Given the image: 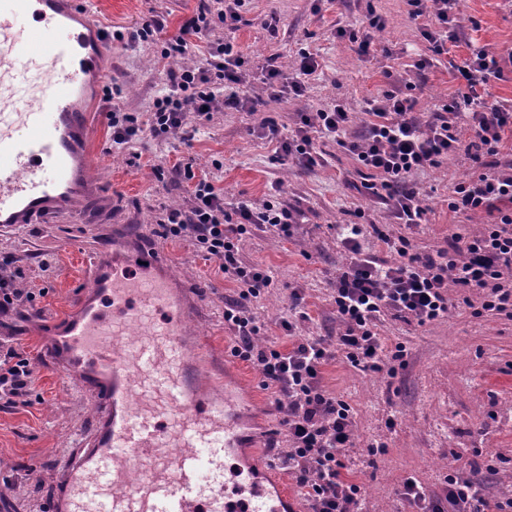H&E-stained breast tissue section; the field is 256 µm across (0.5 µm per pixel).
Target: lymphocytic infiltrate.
<instances>
[{"mask_svg":"<svg viewBox=\"0 0 512 512\" xmlns=\"http://www.w3.org/2000/svg\"><path fill=\"white\" fill-rule=\"evenodd\" d=\"M406 4L412 18L431 20L422 31L429 54L416 63L423 69L432 58L450 54L458 46L464 24L457 0H406ZM244 5L245 0H206L172 34H165L163 20L153 18L130 34L117 31L113 37L157 40L165 58L185 57L214 25L237 29ZM509 65L512 48L496 53L470 45L468 55L452 66L458 88L438 112L428 117L415 112L416 86L408 82L403 90H390L382 99L369 101L365 132L352 139L345 132L354 115L340 101L314 112L295 113L293 127L284 137L272 120L259 122L260 134L280 136V160L309 169L327 164L316 148L315 134L334 138L358 163L360 192L388 205L395 222L408 228L423 223L426 213L413 176L459 155L471 162L472 173L455 184L448 209L456 214L482 213L487 222L477 233L458 237L451 247L421 251L405 235L384 234L380 240L393 259L382 262L365 253L360 242L364 211H357L356 223L346 225L341 245L348 261L333 281L340 330L332 342L322 336L295 339L294 322L284 319L279 327L291 337L290 345L256 343L264 325L254 304L274 279L268 268L243 260L239 243L254 230L282 240L292 238L301 211L274 194L260 204L225 201L223 188L197 174L192 164L178 169L190 187V204L163 211L159 219L163 236L190 240L200 256L217 260L225 279L235 283L236 297L224 304V323L233 331L232 353L258 366L264 388L270 389L283 414L288 446L277 461L294 478L308 512H362L361 487L344 474L346 450L354 445L353 410L322 385L325 364L338 359L358 369L395 374V364L406 352L400 344L385 347L377 323L386 313L424 326L447 317L453 304L471 306L476 295L482 312L512 318V170H504L501 162L504 136L512 134V105L490 99L487 92ZM317 68L313 54L302 49L294 76H287L273 56L260 72L269 97L278 100L286 93L302 95L306 78ZM253 70L235 43L211 42L204 64L168 69L150 125H142L136 114L117 106L106 112L113 148H123L145 132L155 138L177 134L191 141L189 117L206 119L226 106L256 112L259 98L239 92ZM453 288L460 292L454 301L449 298ZM31 383L27 359L12 347L0 351V402H22ZM480 462L493 468L494 457L479 448L469 461L451 456L440 490H429L409 478L399 495L416 512H512V498L489 495L465 477V470Z\"/></svg>","mask_w":512,"mask_h":512,"instance_id":"obj_1","label":"lymphocytic infiltrate"}]
</instances>
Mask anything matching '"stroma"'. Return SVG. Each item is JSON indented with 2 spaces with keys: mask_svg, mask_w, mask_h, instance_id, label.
Wrapping results in <instances>:
<instances>
[{
  "mask_svg": "<svg viewBox=\"0 0 512 512\" xmlns=\"http://www.w3.org/2000/svg\"><path fill=\"white\" fill-rule=\"evenodd\" d=\"M369 3L385 25L373 32L374 47L363 56L348 41L336 39L334 31L340 23L365 28ZM200 4L201 0H93V21L108 30L130 31L160 15L172 33ZM458 9L462 18L477 22L465 30L469 42L493 52L512 47V0H459ZM243 16L245 25L233 32L215 27L214 37H233L258 65L277 56L289 75L295 72L299 49H307L319 67L306 79L303 95L268 102L260 116L233 108L213 113L211 120L197 121V132L188 144L175 136L156 139L146 133L121 151L111 146L101 102L90 103L95 136L87 168L112 199L109 214L94 224L79 213L55 224L0 229V256L15 259L23 272L20 287L36 296L34 306L0 317V326L15 330L14 342L33 374L26 404H0V498L15 500L16 512H43L58 458L75 448L93 422L88 398L49 369L43 354L48 338L38 335L35 325L64 313L70 297L86 287L85 262L111 241L113 225L134 226L146 248L160 250L173 274L200 291L190 331L211 337L215 361H222L225 346L232 343V333L224 325V300L234 295L236 286L225 280L218 261L204 260L190 241L160 237V213L187 206L189 189L173 174L157 180L155 165L192 163L233 200L263 202L277 185L281 202L304 211L306 221L291 240L256 230L240 242L243 259L269 268L274 276V288L256 308L268 336L282 344L287 338L278 323L288 317L296 290L309 315L298 322L296 337L335 335L332 281L347 261L339 239L344 225L354 222L357 208H365L369 219L361 244L380 260L390 254L379 233L404 231L394 224L387 205L366 201L348 186L354 162L334 139L317 140L328 164L306 169L276 162L277 141L257 136L255 128L261 117L283 127L294 113L314 112L339 100L354 112L349 131L358 133L368 101L389 90V71L416 84L417 112L437 111L457 83L447 59L416 69L419 56L427 52L420 35L422 20L409 17L405 0H248ZM273 16L279 20L274 33L265 26ZM104 50V63L112 68L107 86L117 89L116 104L149 120L169 61L161 59L157 45L150 42L110 39ZM134 153L139 156L135 167L129 164ZM216 159L223 160V169H214ZM470 171L469 161L457 157L415 176L427 213L424 223L409 233L420 249L448 246L455 235L478 232L484 224L483 215H459L448 209L450 188ZM379 332L386 347L400 343L406 348V364L395 375L362 371L339 360L322 369L324 388L354 411L355 446L345 462L363 491V512H408L398 495L404 480L413 477L428 488H439L448 473L449 452L468 459L476 448L490 449L499 460L495 471H476L474 479L491 495L512 497V321L490 314L476 317L461 307L423 327L387 316ZM238 370L257 383L251 391L254 447L265 451L285 445L282 416L270 392L260 385L258 367L242 361ZM372 443L377 451H369Z\"/></svg>",
  "mask_w": 512,
  "mask_h": 512,
  "instance_id": "1",
  "label": "stroma"
}]
</instances>
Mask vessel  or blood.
<instances>
[{
  "mask_svg": "<svg viewBox=\"0 0 512 512\" xmlns=\"http://www.w3.org/2000/svg\"><path fill=\"white\" fill-rule=\"evenodd\" d=\"M91 17V0H0V98L11 104L0 113L1 226L51 224L76 201L104 198L85 168L86 79L107 77L104 34ZM128 239L120 231L93 253L90 288L46 322L51 368L92 399L96 418L58 459L45 512H274L264 488L241 495L224 484V458L243 438V382L226 380L215 397L200 391L198 361L212 349L208 337L188 338L194 292L161 252ZM155 315L159 341H126ZM161 415L174 416L175 428L161 426Z\"/></svg>",
  "mask_w": 512,
  "mask_h": 512,
  "instance_id": "vessel-or-blood-1",
  "label": "vessel or blood"
}]
</instances>
